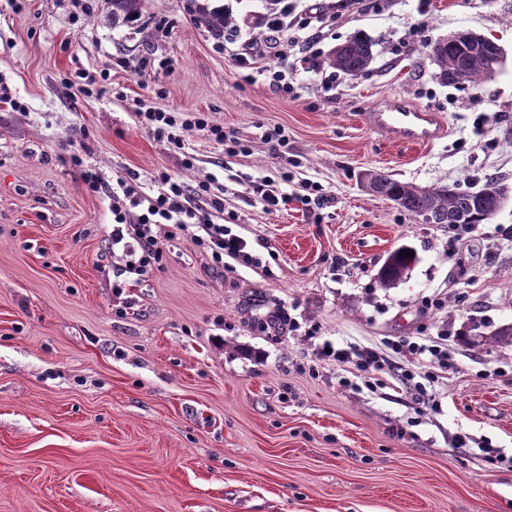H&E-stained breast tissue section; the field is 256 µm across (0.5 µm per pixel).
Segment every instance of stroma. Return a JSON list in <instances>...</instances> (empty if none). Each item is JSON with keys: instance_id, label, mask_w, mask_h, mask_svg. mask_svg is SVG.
Wrapping results in <instances>:
<instances>
[{"instance_id": "35a3bbf8", "label": "stroma", "mask_w": 512, "mask_h": 512, "mask_svg": "<svg viewBox=\"0 0 512 512\" xmlns=\"http://www.w3.org/2000/svg\"><path fill=\"white\" fill-rule=\"evenodd\" d=\"M209 4L235 19L236 49L263 40V0ZM281 4L325 22L315 63L290 51L292 98L243 81L189 0H146L142 26L118 29L109 0H0V84L27 105L0 103V512H512V343L492 338L512 325V201L458 236L359 180L512 187V0ZM458 31L503 52L479 87L436 77L426 46ZM357 34L375 60L333 73L329 54ZM79 71L109 73L102 93L83 94ZM394 99L445 135L387 139L366 115ZM141 102L209 113L244 150L195 129L177 149L135 124ZM273 127L281 146L263 137ZM73 153L108 184L214 176L236 231L274 261L217 268L190 238L164 239L163 268L115 296L110 199L86 189ZM285 170L288 201L267 210L251 185ZM308 180L327 203L298 200ZM402 245L418 260L382 286ZM281 304L345 346L444 339L452 366L428 400L390 377L352 391L349 368L305 371L311 341L263 329Z\"/></svg>"}]
</instances>
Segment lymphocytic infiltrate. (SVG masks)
<instances>
[{
  "label": "lymphocytic infiltrate",
  "instance_id": "lymphocytic-infiltrate-1",
  "mask_svg": "<svg viewBox=\"0 0 512 512\" xmlns=\"http://www.w3.org/2000/svg\"><path fill=\"white\" fill-rule=\"evenodd\" d=\"M135 122L150 129L161 139L179 143V134L188 129L209 132L216 142L225 146L227 154H234L238 143L224 137V129L213 124L204 112H183L174 114L160 109L137 110ZM70 162L82 171V179L94 193H106L112 201V229L107 234L109 252L119 254L122 272L146 278L161 269L163 253L158 243L179 235L189 237L215 267H222L225 258L241 261L243 264L259 267L263 260L252 254L247 241L233 233L224 224H216L201 218L193 204L194 198L207 197L208 204L215 211H223V196L214 194L207 181L198 182L189 188L165 172L154 178L156 190L146 193L136 174L117 179L113 185H105L100 174L86 167L84 159L71 155ZM425 360L430 370L419 373L408 367V360ZM314 363L333 362L353 366L366 375L365 385H374L377 375L386 374L408 384L415 378L433 383L439 373L447 372L450 363L446 347L441 343L424 338H402L389 342L386 348L340 347L317 345L313 351Z\"/></svg>",
  "mask_w": 512,
  "mask_h": 512
}]
</instances>
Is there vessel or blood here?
Instances as JSON below:
<instances>
[{
	"label": "vessel or blood",
	"instance_id": "vessel-or-blood-1",
	"mask_svg": "<svg viewBox=\"0 0 512 512\" xmlns=\"http://www.w3.org/2000/svg\"><path fill=\"white\" fill-rule=\"evenodd\" d=\"M369 124L394 138L412 143L431 141L442 133L435 113L393 103L367 116Z\"/></svg>",
	"mask_w": 512,
	"mask_h": 512
}]
</instances>
